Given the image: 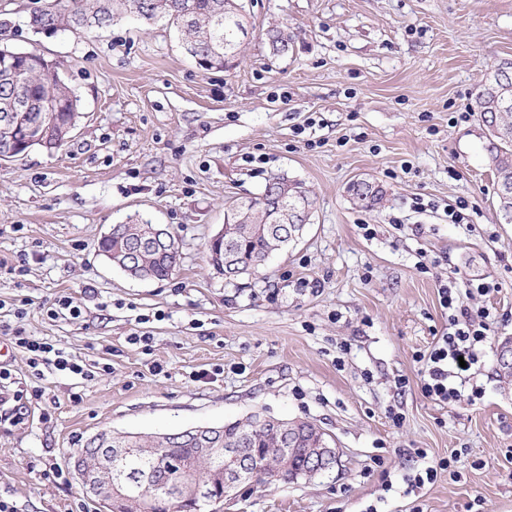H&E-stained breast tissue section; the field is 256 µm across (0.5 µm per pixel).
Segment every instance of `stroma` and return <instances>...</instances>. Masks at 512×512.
<instances>
[{"instance_id":"stroma-1","label":"stroma","mask_w":512,"mask_h":512,"mask_svg":"<svg viewBox=\"0 0 512 512\" xmlns=\"http://www.w3.org/2000/svg\"><path fill=\"white\" fill-rule=\"evenodd\" d=\"M243 5L238 56L207 71L167 20L124 14L47 37L28 25L34 0H0L8 46L56 63L82 112L55 153L0 162V300H30L23 321L5 306L0 322L111 366L86 384L48 377L25 411L0 405V494L18 512H70L81 499L106 512L70 469L91 435L260 412L326 430L337 465L242 484L204 512H512V386L496 373L512 340V220L474 110L487 73L512 61V0ZM274 25L287 54L269 48ZM275 174L304 183L312 221L264 267L226 279L207 254L224 203ZM358 180L382 187V202L355 204ZM461 200L467 223H449ZM135 215L175 235L170 278L131 279L99 254L110 227ZM455 272L499 290L468 301L491 310L471 377L482 398L440 406L421 394L414 357L448 325L438 288ZM62 294L79 322L47 317ZM418 449L451 466L415 487ZM55 463L64 484L45 476Z\"/></svg>"}]
</instances>
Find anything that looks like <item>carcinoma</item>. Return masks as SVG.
<instances>
[{
    "label": "carcinoma",
    "instance_id": "1",
    "mask_svg": "<svg viewBox=\"0 0 512 512\" xmlns=\"http://www.w3.org/2000/svg\"><path fill=\"white\" fill-rule=\"evenodd\" d=\"M130 13L144 23L150 24L159 18H166L175 25L181 35L185 50L192 57L207 62L208 69H224L228 58L239 50L234 45L235 30L245 28L244 16L234 12L228 0H37V6L30 13L29 24L38 33L47 37L59 32L88 33L112 25L117 15ZM267 42L275 54L288 52V34L278 27L267 30ZM9 58L5 69L0 70V113L9 111V103L15 93L20 92L32 104L40 118L41 127L61 147L75 129L80 112L77 99L62 82L57 68L40 66L42 55L35 52L8 50ZM474 111L482 118L489 141V163L495 175L496 188L503 185L512 187V89L503 90L498 70H493L486 81L479 86L474 99ZM288 184L289 193L298 203H306L308 212L300 222H309L313 215L314 200L303 183L283 175L270 177L263 192L243 201H233L224 210L227 222L224 224V242L208 246L209 254H221L236 259L231 267H219L224 273L231 271V277L256 271L271 253L289 243L286 226L272 222L270 208L275 203L273 189ZM357 203L370 207L382 200V190L370 182H359L350 186ZM151 224L143 219H129L110 238L98 242L101 254L114 258L138 241L150 237ZM170 243L168 252L147 248L137 259L136 274L147 279L164 280L174 271L177 260V245L174 235L167 236ZM229 256H223V253ZM252 422L245 425L250 436L239 443V422L224 429L223 444L241 449L244 459L255 465L261 464L266 456L281 447L280 437L270 434L267 428L254 425L258 416H251ZM308 437L294 453L288 470L278 475V480L294 482L301 478V472L308 468ZM192 446L179 440L168 446L162 459L153 463L132 457L129 470L141 484L171 483L177 487L185 481L184 468L192 457ZM224 461L218 464L202 462L194 469L193 477L198 480H213L215 495H221L220 471ZM205 502L185 495H174L167 501H155L145 496L142 512H201Z\"/></svg>",
    "mask_w": 512,
    "mask_h": 512
}]
</instances>
